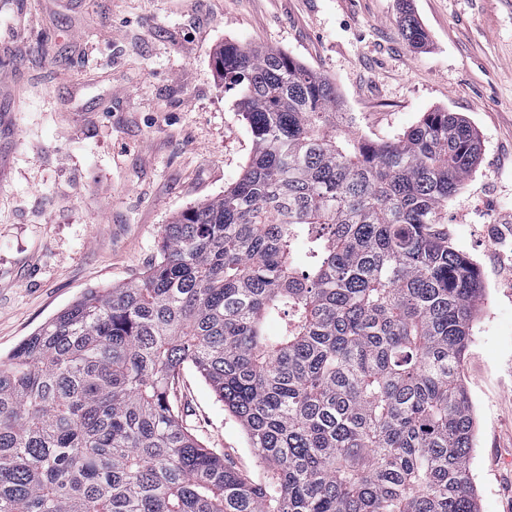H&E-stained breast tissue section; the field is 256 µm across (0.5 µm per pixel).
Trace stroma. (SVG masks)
<instances>
[{
	"label": "stroma",
	"instance_id": "obj_1",
	"mask_svg": "<svg viewBox=\"0 0 512 512\" xmlns=\"http://www.w3.org/2000/svg\"><path fill=\"white\" fill-rule=\"evenodd\" d=\"M0 0V358L90 288L142 278L165 224L223 194L252 151L213 54L234 39L326 76L378 141L442 108L479 133L442 230L478 266L463 374L480 512H512V0ZM187 422L260 479L192 367ZM400 23L402 34L409 44L415 47H421L425 44L427 39L426 33L419 20L408 6L405 7V10L403 8Z\"/></svg>",
	"mask_w": 512,
	"mask_h": 512
}]
</instances>
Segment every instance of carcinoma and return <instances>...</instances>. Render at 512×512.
I'll return each mask as SVG.
<instances>
[{
  "instance_id": "1",
  "label": "carcinoma",
  "mask_w": 512,
  "mask_h": 512,
  "mask_svg": "<svg viewBox=\"0 0 512 512\" xmlns=\"http://www.w3.org/2000/svg\"><path fill=\"white\" fill-rule=\"evenodd\" d=\"M401 30L421 47L412 10ZM253 148L164 227L137 282L90 289L0 363V512H478L462 379L483 296L436 228L479 156L445 110L380 141L335 85L226 40ZM192 365L255 481L177 408Z\"/></svg>"
}]
</instances>
